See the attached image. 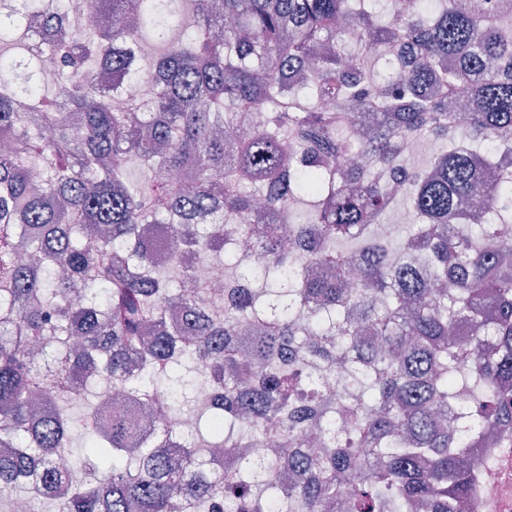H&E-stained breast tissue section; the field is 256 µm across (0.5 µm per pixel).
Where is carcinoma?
Wrapping results in <instances>:
<instances>
[{"instance_id": "1", "label": "carcinoma", "mask_w": 512, "mask_h": 512, "mask_svg": "<svg viewBox=\"0 0 512 512\" xmlns=\"http://www.w3.org/2000/svg\"><path fill=\"white\" fill-rule=\"evenodd\" d=\"M188 2L178 39L164 0H83L92 27L64 0L0 14L19 30L0 50V495L464 512L478 442L512 430V7L396 0L383 23L366 0ZM102 67L149 93L98 86ZM422 140L438 150L419 167ZM401 209L395 244L377 230ZM247 239L263 266L227 265ZM199 261L247 287L211 294ZM100 374L117 398L90 404ZM257 445L258 467L224 458Z\"/></svg>"}]
</instances>
